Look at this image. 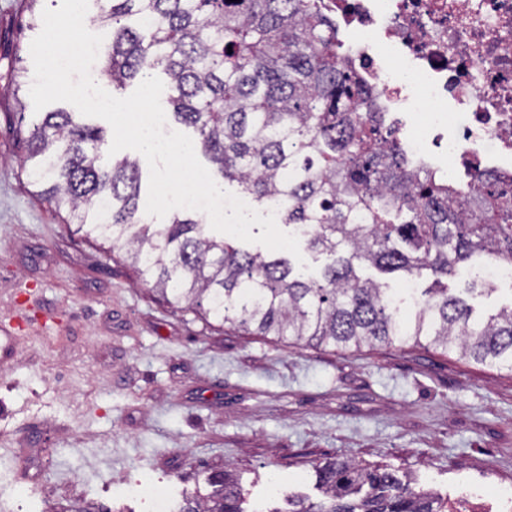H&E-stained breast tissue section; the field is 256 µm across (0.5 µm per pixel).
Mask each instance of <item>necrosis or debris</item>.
Here are the masks:
<instances>
[{"label": "necrosis or debris", "instance_id": "4bbe7bcc", "mask_svg": "<svg viewBox=\"0 0 512 512\" xmlns=\"http://www.w3.org/2000/svg\"><path fill=\"white\" fill-rule=\"evenodd\" d=\"M419 166L512 189V0H320Z\"/></svg>", "mask_w": 512, "mask_h": 512}]
</instances>
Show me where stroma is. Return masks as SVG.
Listing matches in <instances>:
<instances>
[{
	"label": "stroma",
	"instance_id": "stroma-1",
	"mask_svg": "<svg viewBox=\"0 0 512 512\" xmlns=\"http://www.w3.org/2000/svg\"><path fill=\"white\" fill-rule=\"evenodd\" d=\"M27 0H0V512L74 501L117 507L149 479L175 496L237 472L255 512L269 480L312 492L339 457L417 475L453 495L512 488V371L433 349L294 346L160 301L122 255L72 233L33 194L18 123L32 125Z\"/></svg>",
	"mask_w": 512,
	"mask_h": 512
}]
</instances>
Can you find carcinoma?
<instances>
[{
  "instance_id": "1",
  "label": "carcinoma",
  "mask_w": 512,
  "mask_h": 512,
  "mask_svg": "<svg viewBox=\"0 0 512 512\" xmlns=\"http://www.w3.org/2000/svg\"><path fill=\"white\" fill-rule=\"evenodd\" d=\"M112 27L103 55L123 88L161 69L176 118L223 178L274 205L306 250L327 256L316 276L282 257L251 252L189 216L148 224L139 211V165L103 161L102 129L57 110L23 139L21 166L35 195L76 232L131 261L169 305L259 336L349 348L423 344L512 370V305L474 316L469 297L443 280L480 259L512 262V206L495 183L470 209L472 186L415 167L392 114L340 50L319 0H97ZM149 20V37L125 24ZM432 287L392 295L356 266ZM322 498L283 493L267 512H441L442 498L408 473L332 460L316 467ZM229 471L210 474L178 512H248Z\"/></svg>"
}]
</instances>
